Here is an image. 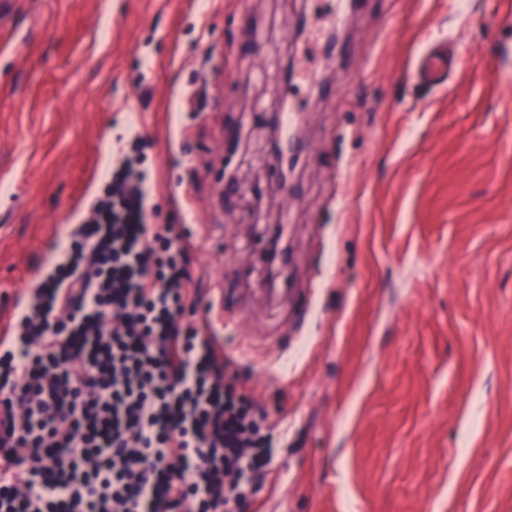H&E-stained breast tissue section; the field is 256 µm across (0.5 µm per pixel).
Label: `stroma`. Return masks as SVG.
I'll list each match as a JSON object with an SVG mask.
<instances>
[{
	"mask_svg": "<svg viewBox=\"0 0 512 512\" xmlns=\"http://www.w3.org/2000/svg\"><path fill=\"white\" fill-rule=\"evenodd\" d=\"M330 6L0 0V324L142 133L149 221L278 438L236 512H512V0H359L315 96L287 69ZM414 67L418 76L432 85H444L454 68V60L442 47L426 45L415 57Z\"/></svg>",
	"mask_w": 512,
	"mask_h": 512,
	"instance_id": "obj_1",
	"label": "stroma"
}]
</instances>
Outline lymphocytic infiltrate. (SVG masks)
<instances>
[{"instance_id": "obj_1", "label": "lymphocytic infiltrate", "mask_w": 512, "mask_h": 512, "mask_svg": "<svg viewBox=\"0 0 512 512\" xmlns=\"http://www.w3.org/2000/svg\"><path fill=\"white\" fill-rule=\"evenodd\" d=\"M149 147L113 150L107 200L0 336V512H232L272 471L185 238L149 221Z\"/></svg>"}]
</instances>
